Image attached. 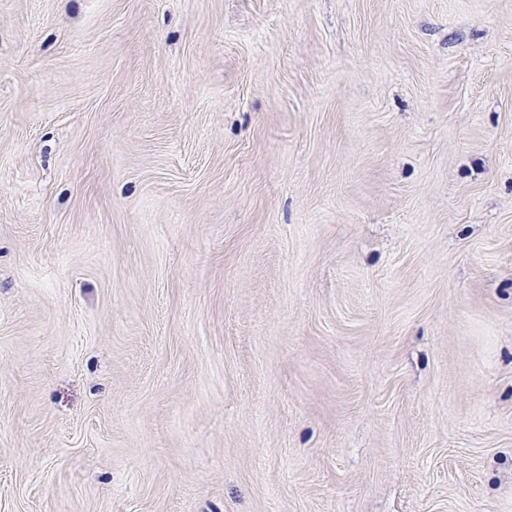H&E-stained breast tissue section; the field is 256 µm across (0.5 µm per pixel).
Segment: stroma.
<instances>
[{
    "instance_id": "obj_1",
    "label": "stroma",
    "mask_w": 512,
    "mask_h": 512,
    "mask_svg": "<svg viewBox=\"0 0 512 512\" xmlns=\"http://www.w3.org/2000/svg\"><path fill=\"white\" fill-rule=\"evenodd\" d=\"M0 512H512V0H0Z\"/></svg>"
}]
</instances>
